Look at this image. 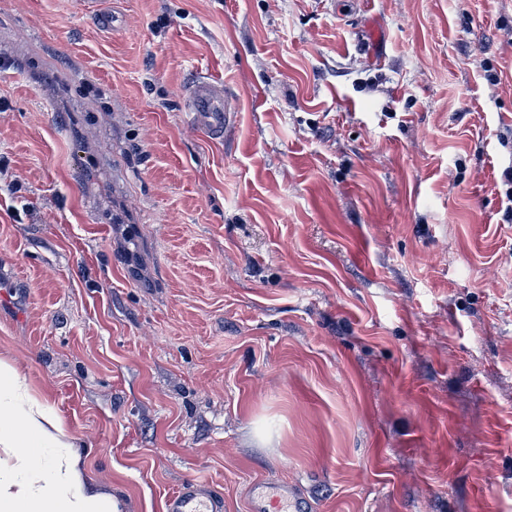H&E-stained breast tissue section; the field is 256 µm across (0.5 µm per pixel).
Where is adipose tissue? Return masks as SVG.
Returning a JSON list of instances; mask_svg holds the SVG:
<instances>
[{"label":"adipose tissue","instance_id":"1","mask_svg":"<svg viewBox=\"0 0 512 512\" xmlns=\"http://www.w3.org/2000/svg\"><path fill=\"white\" fill-rule=\"evenodd\" d=\"M0 448L15 464L0 468V512H118L111 495L88 490L62 421L0 360Z\"/></svg>","mask_w":512,"mask_h":512}]
</instances>
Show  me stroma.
<instances>
[{
    "label": "stroma",
    "instance_id": "1",
    "mask_svg": "<svg viewBox=\"0 0 512 512\" xmlns=\"http://www.w3.org/2000/svg\"><path fill=\"white\" fill-rule=\"evenodd\" d=\"M507 170L512 0H0V359L122 512H512ZM185 94L194 125L214 136H221L233 117L224 85L208 79H197L185 89ZM165 512H222V502L198 482L181 485L169 494L164 503ZM249 506L251 512H307L311 508L309 501L288 483L259 485Z\"/></svg>",
    "mask_w": 512,
    "mask_h": 512
}]
</instances>
